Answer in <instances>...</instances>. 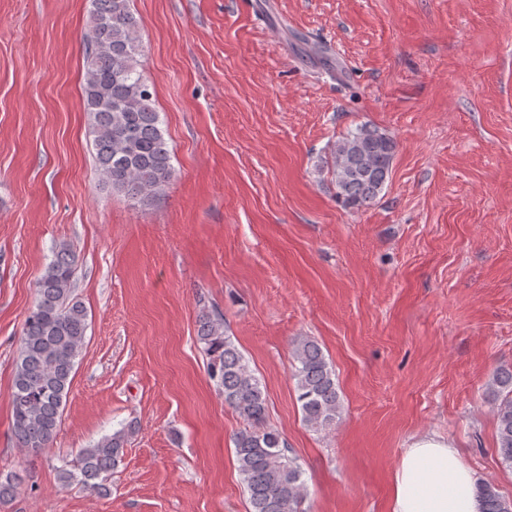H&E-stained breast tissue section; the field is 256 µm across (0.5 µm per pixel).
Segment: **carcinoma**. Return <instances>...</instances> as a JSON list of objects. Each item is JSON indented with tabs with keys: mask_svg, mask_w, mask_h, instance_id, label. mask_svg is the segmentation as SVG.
Instances as JSON below:
<instances>
[{
	"mask_svg": "<svg viewBox=\"0 0 512 512\" xmlns=\"http://www.w3.org/2000/svg\"><path fill=\"white\" fill-rule=\"evenodd\" d=\"M92 2L84 36L83 101L96 169L112 190L148 203L174 178V168L153 90L139 70L141 30L129 0ZM396 148L391 135L368 124L338 139L330 149L336 202L357 211L374 203L389 179ZM75 270L70 245L57 244L35 281V300L19 339L11 429L17 447L31 455L56 438L88 329V312L73 297ZM197 338L208 358L210 380L246 423L234 438V453L250 512H301L306 494L302 467L287 454L281 433L267 424L266 387L226 334L224 316L203 313ZM293 361L304 422L315 431L335 426L340 398L321 347L301 338L294 345ZM486 388L497 420L498 452L512 469V367L497 369ZM131 433L129 425L82 449L75 463L59 469V480L97 493L107 491V477L123 460ZM477 495L480 512H512V499L504 498L489 481L477 483Z\"/></svg>",
	"mask_w": 512,
	"mask_h": 512,
	"instance_id": "cac0c4a2",
	"label": "carcinoma"
}]
</instances>
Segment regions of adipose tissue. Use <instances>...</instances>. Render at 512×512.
<instances>
[{
    "label": "adipose tissue",
    "mask_w": 512,
    "mask_h": 512,
    "mask_svg": "<svg viewBox=\"0 0 512 512\" xmlns=\"http://www.w3.org/2000/svg\"><path fill=\"white\" fill-rule=\"evenodd\" d=\"M391 512H479L473 474L446 441L421 438L395 471Z\"/></svg>",
    "instance_id": "1"
}]
</instances>
